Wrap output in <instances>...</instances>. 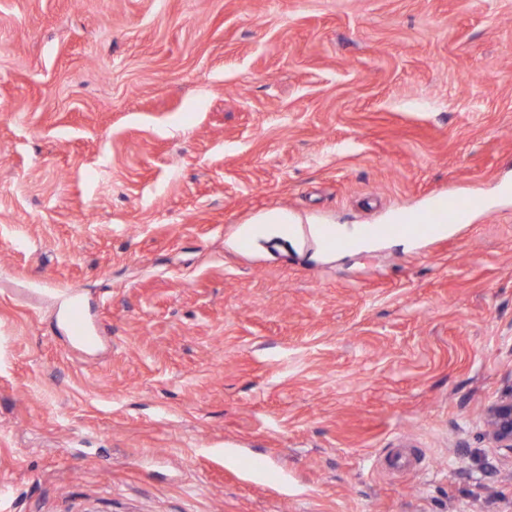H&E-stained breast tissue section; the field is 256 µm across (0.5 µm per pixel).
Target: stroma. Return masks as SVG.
I'll list each match as a JSON object with an SVG mask.
<instances>
[{
  "label": "stroma",
  "mask_w": 512,
  "mask_h": 512,
  "mask_svg": "<svg viewBox=\"0 0 512 512\" xmlns=\"http://www.w3.org/2000/svg\"><path fill=\"white\" fill-rule=\"evenodd\" d=\"M511 391L512 0H0V512H512ZM484 423L495 447L512 452V391L488 408Z\"/></svg>",
  "instance_id": "35a3bbf8"
}]
</instances>
